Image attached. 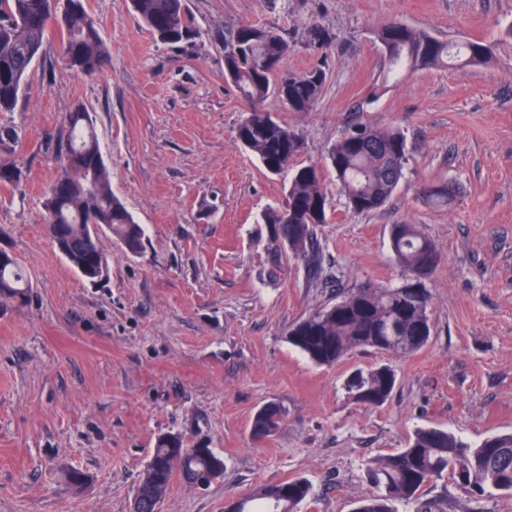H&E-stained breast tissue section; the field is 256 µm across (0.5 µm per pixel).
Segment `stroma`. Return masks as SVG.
Listing matches in <instances>:
<instances>
[{"label":"stroma","instance_id":"obj_1","mask_svg":"<svg viewBox=\"0 0 512 512\" xmlns=\"http://www.w3.org/2000/svg\"><path fill=\"white\" fill-rule=\"evenodd\" d=\"M197 30L171 46L142 28L123 0H84L109 52L94 76L64 66L50 27L0 143L24 172L0 186V248L14 252L32 288L0 301V512H130L139 475L161 435L211 447L221 480L199 488L174 478L158 512H224L229 498L303 477L300 512H352L372 495L369 458L436 426L475 444L512 433V0H185ZM443 40L490 44L487 65L421 69L378 97L384 66L375 30L389 19ZM238 24L286 30L290 70L327 65L316 107L272 117L302 134L296 166L323 168L328 224L316 230L321 274L274 241L261 212L281 203L288 174H269L235 139L245 105L224 77V31ZM331 36L315 43L313 29ZM89 112L112 189L145 229L144 247L101 243L108 275L79 277L46 233L44 190L62 158L64 116ZM400 127L409 162L389 200L348 212L326 172L344 126ZM450 184L452 205L421 189ZM416 224L440 262L430 278L432 335L406 358L358 351L311 364L288 328L337 296L396 283L393 225ZM391 366L397 385L378 407L344 387L356 370ZM275 402L286 416L255 441L250 423ZM89 475L70 484L65 474ZM423 496L439 512H512V496L475 499L450 476Z\"/></svg>","mask_w":512,"mask_h":512}]
</instances>
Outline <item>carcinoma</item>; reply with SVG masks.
I'll list each match as a JSON object with an SVG mask.
<instances>
[{
    "label": "carcinoma",
    "instance_id": "carcinoma-1",
    "mask_svg": "<svg viewBox=\"0 0 512 512\" xmlns=\"http://www.w3.org/2000/svg\"><path fill=\"white\" fill-rule=\"evenodd\" d=\"M45 0H0V112L14 109L33 63L41 56L50 14ZM157 41L176 45L194 32L184 0H124ZM59 13L66 23L62 52L68 68L84 76L96 75L107 64V51L81 0H62ZM385 53L386 69L377 94L405 70L459 68L486 64L492 47L480 42H448L426 28L392 19L377 29ZM290 44L287 33L275 27L241 24L224 32V76L237 89L248 108L236 129V139L273 175L292 167L303 141L294 129L274 120L265 108L276 98L292 112H309L320 99L327 72L316 65L297 73L287 68ZM64 157L44 195L45 228L52 243L85 280L103 279L108 262L98 231L109 232L131 255L141 252L144 229L112 191L110 171L102 157L89 113L77 108L64 121ZM408 160L404 134L395 127L368 124L347 126L328 149L326 161L336 175V187L348 210L357 215L380 208L396 190ZM21 168L0 161V184L14 185ZM422 194L437 204H451L448 185H429ZM329 189L316 166L296 169L288 182L285 203L263 212L273 239L288 241V249L309 260L310 272L319 273L316 227L328 223ZM390 249L401 269L394 285L366 282L349 290L336 303L322 307L292 325L287 341L317 366H333L354 351L373 349L406 357L425 347L431 337L429 289L407 288L409 277L428 279L437 267L435 245L415 224H395ZM30 288L20 259L0 249V299L23 300ZM397 383L395 371L381 365L362 370L347 381L352 398L364 406H381ZM284 408L274 402L259 409L251 421V436L265 439L280 426ZM178 434L159 437L137 485L139 512H156L173 476L186 480L224 470L223 456L212 448L181 450ZM474 473L480 493L463 490L474 498L495 492L512 495V434L495 435L472 446L448 431L422 426L406 447L369 461L367 478L378 492L356 502L353 512H399L411 505L414 512H437L433 501L422 498L424 487L449 473ZM309 480L299 477L257 489L236 500L235 512H297L311 494Z\"/></svg>",
    "mask_w": 512,
    "mask_h": 512
}]
</instances>
